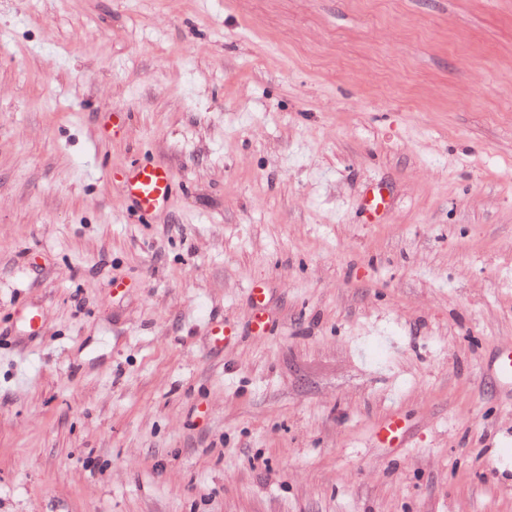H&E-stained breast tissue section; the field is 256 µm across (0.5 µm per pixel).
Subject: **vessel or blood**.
<instances>
[{"mask_svg":"<svg viewBox=\"0 0 512 512\" xmlns=\"http://www.w3.org/2000/svg\"><path fill=\"white\" fill-rule=\"evenodd\" d=\"M127 197L142 215L156 214L171 198L174 178L170 170L160 165L130 162L122 171ZM493 373L500 385L512 391V348L501 350Z\"/></svg>","mask_w":512,"mask_h":512,"instance_id":"vessel-or-blood-1","label":"vessel or blood"}]
</instances>
